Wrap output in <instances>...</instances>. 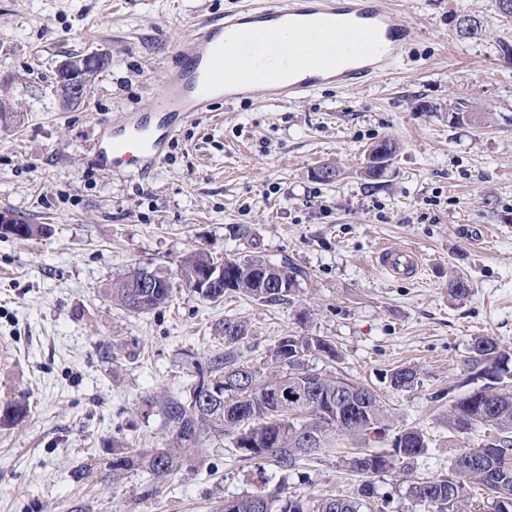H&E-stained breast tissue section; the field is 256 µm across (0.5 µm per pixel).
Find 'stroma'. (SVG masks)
Segmentation results:
<instances>
[{
  "label": "stroma",
  "instance_id": "1",
  "mask_svg": "<svg viewBox=\"0 0 512 512\" xmlns=\"http://www.w3.org/2000/svg\"><path fill=\"white\" fill-rule=\"evenodd\" d=\"M412 22L409 66L380 82L325 87L273 103L263 94L185 123L147 175L94 161L103 124L144 111L173 48L235 0H0V212L43 224L45 236H0V400L29 415L0 427V512H214L218 503L277 491L354 496L362 478L346 448L305 457L286 475L239 461L205 441L158 482L139 467L110 477L109 444L163 442L159 401L186 390L224 348L227 317L248 321L243 361L264 364L284 336H323L337 360L309 367L371 386L389 432L419 427L429 443L418 477L447 474L473 439L449 438L448 405L467 391L472 337L512 347V21L494 0H403ZM470 14L483 35L460 40ZM106 54L85 102L55 92L59 63ZM478 126H454L457 103ZM395 142L386 175L362 174L368 146ZM331 163V183L313 171ZM248 227V239L228 227ZM418 249L425 267L399 279L378 268L379 243ZM260 254L306 271L291 303L240 294L202 300L180 280L191 252ZM135 267L169 278L166 307L131 313L104 285ZM464 277L469 294L451 299ZM415 366L418 385L390 388L384 373ZM83 479L73 473L81 466ZM372 512H423L398 472L372 479Z\"/></svg>",
  "mask_w": 512,
  "mask_h": 512
}]
</instances>
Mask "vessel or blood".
<instances>
[{
	"label": "vessel or blood",
	"mask_w": 512,
	"mask_h": 512,
	"mask_svg": "<svg viewBox=\"0 0 512 512\" xmlns=\"http://www.w3.org/2000/svg\"><path fill=\"white\" fill-rule=\"evenodd\" d=\"M241 44H225V32ZM411 26L391 0H244L223 19L208 20L174 48L170 76L153 111L129 113L104 132L95 157L101 167L127 165L137 174L161 162L181 125L255 92L294 101L331 84L350 89L390 75L409 61ZM377 265L401 278L422 268L420 252L380 243Z\"/></svg>",
	"instance_id": "obj_1"
}]
</instances>
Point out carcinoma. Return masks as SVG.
Here are the masks:
<instances>
[{"mask_svg":"<svg viewBox=\"0 0 512 512\" xmlns=\"http://www.w3.org/2000/svg\"><path fill=\"white\" fill-rule=\"evenodd\" d=\"M456 33L462 40L482 35L477 18L464 15L456 21ZM15 237L27 240L45 234L41 224H15ZM184 280L205 276L218 264V258L199 249L182 261ZM222 291L239 293L258 301L280 303L293 295L306 272L292 264L274 263L261 255L224 256ZM149 278L152 287L141 288ZM106 297L133 313L165 307L172 301L169 279L157 272L145 276L134 268L125 276L107 284ZM139 307H134L136 296ZM224 323L237 325L241 335L224 337V351L210 357L206 371L197 372L198 380L188 387V396L180 394L161 399L162 414L172 428L170 438L153 448H132L112 441V478L118 479L133 464L163 479L179 469L183 454L199 449V442L211 437H227L242 462L259 465L271 462L284 473L294 471L303 457L314 450L303 447V432L319 437L318 448H327L337 436L361 445L365 451L348 460L349 468L377 475L394 468L401 458L403 475H409L408 461L428 447L420 428L404 429L394 437L392 452L386 455L370 447L383 442L388 430V414L380 397L369 387L353 383L331 372H316L306 364L310 356L331 360L339 358L336 346L323 336H284L275 345L260 372L241 360L236 344L248 333V324L238 318ZM468 382L473 387L450 401L448 433L464 438L476 429L485 438L478 446L458 456L448 475L409 484L410 495L425 512H467L466 492L473 484L490 492V512H512V498L500 500V490L512 491V349L492 336H474L466 360ZM288 377V399L279 402L280 378ZM391 388L407 391L418 384L415 368L401 365L387 375ZM217 389L215 401H198L195 391L201 380ZM29 407L24 401L9 400L0 406V425L25 418ZM373 494L371 484L362 485L358 496L333 494L248 495L227 501L221 512H362Z\"/></svg>","mask_w":512,"mask_h":512,"instance_id":"obj_1","label":"carcinoma"}]
</instances>
